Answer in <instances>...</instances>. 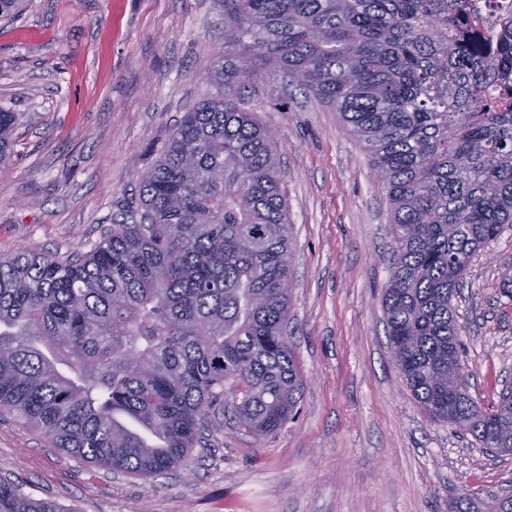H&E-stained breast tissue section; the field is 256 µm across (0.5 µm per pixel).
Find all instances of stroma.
I'll return each instance as SVG.
<instances>
[{
	"label": "stroma",
	"mask_w": 512,
	"mask_h": 512,
	"mask_svg": "<svg viewBox=\"0 0 512 512\" xmlns=\"http://www.w3.org/2000/svg\"><path fill=\"white\" fill-rule=\"evenodd\" d=\"M224 45V0H31L0 19V255L87 252L139 207L140 174ZM279 135L291 224L288 331L304 374L269 436L231 423L189 467L144 479L94 466L0 412V480L61 512H450L459 491L512 488L494 457L419 407L390 356L381 304L393 237L385 191L334 112L275 68L246 90ZM512 227L455 297L468 391L497 404L512 374Z\"/></svg>",
	"instance_id": "1"
}]
</instances>
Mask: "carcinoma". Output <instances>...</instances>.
I'll list each match as a JSON object with an SVG mask.
<instances>
[{"instance_id": "carcinoma-1", "label": "carcinoma", "mask_w": 512, "mask_h": 512, "mask_svg": "<svg viewBox=\"0 0 512 512\" xmlns=\"http://www.w3.org/2000/svg\"><path fill=\"white\" fill-rule=\"evenodd\" d=\"M476 0H224L209 78L140 176V211L89 252L0 256V410L117 473L187 467L223 410L277 431L304 388L288 337L291 225L278 140L243 69L269 65L336 112L386 192L383 295L403 380L434 421L512 455V395L470 397L453 298L472 256L512 224V10ZM13 112L0 110V164ZM453 512H512L467 492ZM0 512H60L0 481Z\"/></svg>"}]
</instances>
